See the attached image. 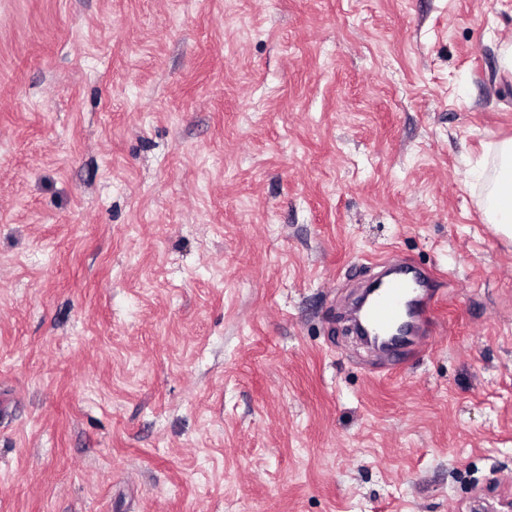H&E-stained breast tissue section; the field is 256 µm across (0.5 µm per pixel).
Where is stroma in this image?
<instances>
[{"instance_id":"35a3bbf8","label":"stroma","mask_w":512,"mask_h":512,"mask_svg":"<svg viewBox=\"0 0 512 512\" xmlns=\"http://www.w3.org/2000/svg\"><path fill=\"white\" fill-rule=\"evenodd\" d=\"M512 0H0V512H512ZM442 278L400 368L341 316ZM495 174L489 179L485 172H475L484 189L483 208L489 224L503 236L512 239V139L492 146Z\"/></svg>"}]
</instances>
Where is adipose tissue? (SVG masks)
Masks as SVG:
<instances>
[{
    "instance_id": "obj_1",
    "label": "adipose tissue",
    "mask_w": 512,
    "mask_h": 512,
    "mask_svg": "<svg viewBox=\"0 0 512 512\" xmlns=\"http://www.w3.org/2000/svg\"><path fill=\"white\" fill-rule=\"evenodd\" d=\"M495 174L476 172L475 177L484 189L483 208L489 224L503 236L512 239V139L492 147Z\"/></svg>"
}]
</instances>
